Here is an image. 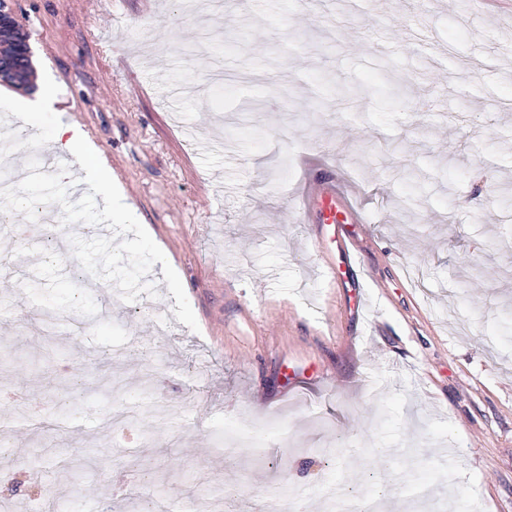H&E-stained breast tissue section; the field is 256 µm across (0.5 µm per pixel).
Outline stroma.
Here are the masks:
<instances>
[{
	"mask_svg": "<svg viewBox=\"0 0 512 512\" xmlns=\"http://www.w3.org/2000/svg\"><path fill=\"white\" fill-rule=\"evenodd\" d=\"M9 3L33 76L0 86L24 140L7 159L68 248L49 263L0 229V490L35 471L38 512H125L127 490L217 512L288 492L302 512H512V14ZM46 83L51 108L24 116ZM61 123L134 222L25 177ZM317 165L366 219L334 257L347 288L296 209ZM293 367L310 374L288 388Z\"/></svg>",
	"mask_w": 512,
	"mask_h": 512,
	"instance_id": "35a3bbf8",
	"label": "stroma"
}]
</instances>
